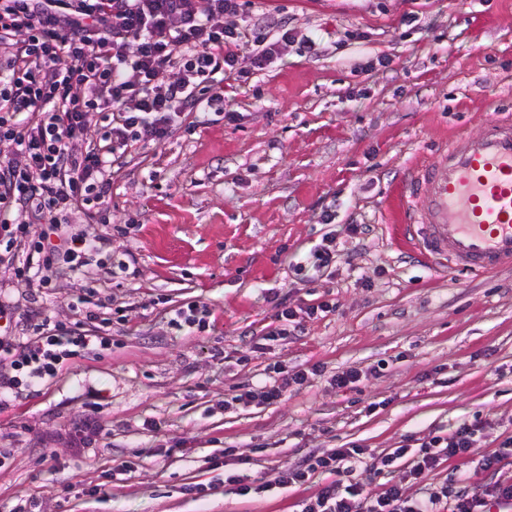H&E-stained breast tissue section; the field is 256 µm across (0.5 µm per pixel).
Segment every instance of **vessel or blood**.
<instances>
[{"label": "vessel or blood", "mask_w": 512, "mask_h": 512, "mask_svg": "<svg viewBox=\"0 0 512 512\" xmlns=\"http://www.w3.org/2000/svg\"><path fill=\"white\" fill-rule=\"evenodd\" d=\"M397 230L422 257L455 271L512 266V119L458 136L414 168Z\"/></svg>", "instance_id": "1"}]
</instances>
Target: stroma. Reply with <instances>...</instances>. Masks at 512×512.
Wrapping results in <instances>:
<instances>
[{"instance_id":"1","label":"stroma","mask_w":512,"mask_h":512,"mask_svg":"<svg viewBox=\"0 0 512 512\" xmlns=\"http://www.w3.org/2000/svg\"><path fill=\"white\" fill-rule=\"evenodd\" d=\"M263 6L279 9L292 39L257 74L253 45L240 44L249 78L224 83L237 119L190 115L162 143L128 149L107 204L127 232L98 257L105 286L86 325L106 336L0 412V512H298L316 484L272 482L308 448L354 443L377 456L472 415L480 450L512 437V268L471 277L429 265L391 232L413 164L512 116V0ZM309 36L314 58L301 46ZM327 208L374 230L339 236L335 263L317 273L306 262L330 230ZM126 256L136 274L113 275ZM79 287L55 281L44 314L74 322ZM191 301L213 311L207 332L177 327ZM281 301L333 309L251 352L243 331L269 324ZM273 364L323 372L280 403L225 410V394L269 382ZM349 367L364 372L358 387L336 389L332 376ZM88 419L102 431L83 434ZM125 461L132 472L104 481ZM239 470L265 492L225 487Z\"/></svg>"}]
</instances>
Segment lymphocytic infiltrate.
I'll return each mask as SVG.
<instances>
[{"label":"lymphocytic infiltrate","instance_id":"lymphocytic-infiltrate-1","mask_svg":"<svg viewBox=\"0 0 512 512\" xmlns=\"http://www.w3.org/2000/svg\"><path fill=\"white\" fill-rule=\"evenodd\" d=\"M245 0H0V281L23 288L38 302L61 273L81 275L78 304L98 293L93 257L109 234L74 229L72 216L102 224V206L129 147L159 143L182 124L186 113L208 114L224 98V83L241 80L236 69L242 39L255 46L252 67L265 70L291 38L286 19L254 14L246 28L225 25ZM97 126L96 143L84 142ZM321 301L295 311L281 303L260 341L301 332L303 319L330 312ZM17 306L0 296V351L13 372H0V411L9 407L14 373L29 369L41 379L57 373L64 346L89 350L95 337L84 320L64 325L37 315L30 334L17 342ZM320 366L295 369L258 389H241L225 408L275 404L290 386L320 375ZM480 420L462 419L449 434H430L419 446L405 443L380 458V490L354 481L366 451L353 444L309 450L281 469L277 488L288 490L323 477L304 498L300 512H512V481L498 477L512 458V438L478 452ZM477 461L490 480L472 487L462 467L439 488L428 476L442 460Z\"/></svg>","mask_w":512,"mask_h":512}]
</instances>
